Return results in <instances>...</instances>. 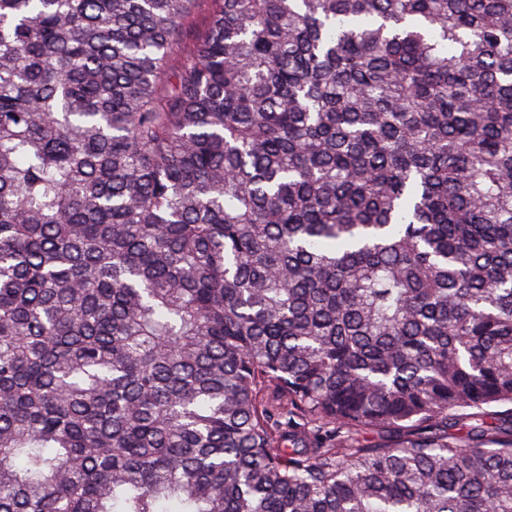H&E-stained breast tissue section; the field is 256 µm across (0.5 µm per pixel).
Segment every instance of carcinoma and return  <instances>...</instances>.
Returning a JSON list of instances; mask_svg holds the SVG:
<instances>
[{"label":"carcinoma","mask_w":512,"mask_h":512,"mask_svg":"<svg viewBox=\"0 0 512 512\" xmlns=\"http://www.w3.org/2000/svg\"><path fill=\"white\" fill-rule=\"evenodd\" d=\"M0 0V512H512V0Z\"/></svg>","instance_id":"1"}]
</instances>
